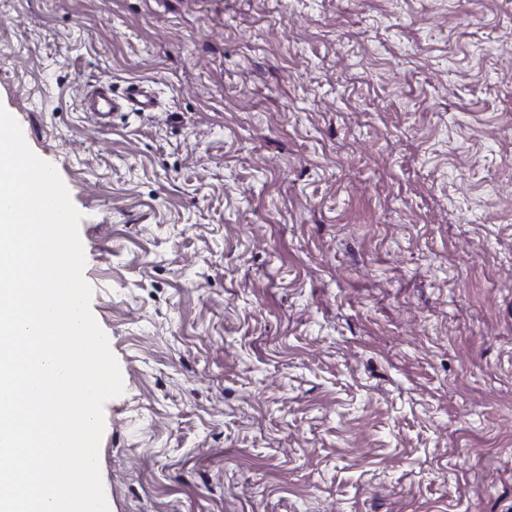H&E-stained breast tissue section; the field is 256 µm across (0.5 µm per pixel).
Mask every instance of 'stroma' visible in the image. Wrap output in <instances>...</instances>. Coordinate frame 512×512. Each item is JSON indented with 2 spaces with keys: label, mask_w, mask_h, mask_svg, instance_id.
<instances>
[{
  "label": "stroma",
  "mask_w": 512,
  "mask_h": 512,
  "mask_svg": "<svg viewBox=\"0 0 512 512\" xmlns=\"http://www.w3.org/2000/svg\"><path fill=\"white\" fill-rule=\"evenodd\" d=\"M0 104L82 215L109 512H512V0H0ZM87 100V109L91 114L109 115L112 111L119 110L122 106L121 101L112 96L110 84H101L93 89L85 98ZM106 108L107 111L102 110Z\"/></svg>",
  "instance_id": "obj_1"
}]
</instances>
